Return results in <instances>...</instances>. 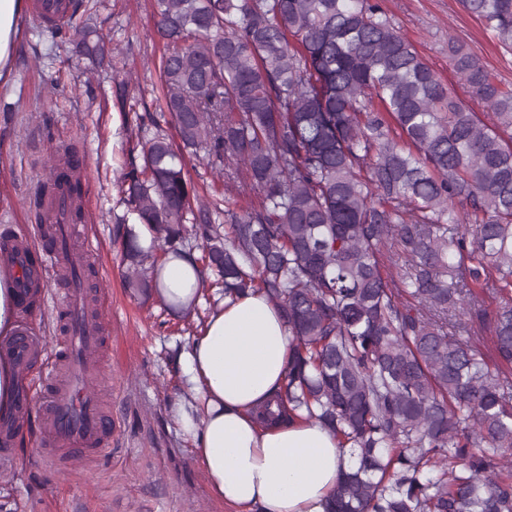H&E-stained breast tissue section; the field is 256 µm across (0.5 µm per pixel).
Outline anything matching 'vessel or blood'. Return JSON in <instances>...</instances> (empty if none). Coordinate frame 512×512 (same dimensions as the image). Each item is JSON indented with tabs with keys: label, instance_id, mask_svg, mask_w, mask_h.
Segmentation results:
<instances>
[{
	"label": "vessel or blood",
	"instance_id": "vessel-or-blood-1",
	"mask_svg": "<svg viewBox=\"0 0 512 512\" xmlns=\"http://www.w3.org/2000/svg\"><path fill=\"white\" fill-rule=\"evenodd\" d=\"M32 10L40 22H62L68 17L65 0H33ZM69 198L47 199L46 208L59 223L50 259L55 266L70 267L72 242L81 227ZM29 246L17 243L13 254V288L18 302H26ZM60 334L55 339V358L39 380L42 421L47 434L38 448V458L53 465L57 455L77 459L106 452L112 437V418L101 404L91 380L99 371L96 354L104 337L94 308L84 288L66 289L60 305ZM41 347L26 327L0 341V355L22 372L28 371Z\"/></svg>",
	"mask_w": 512,
	"mask_h": 512
}]
</instances>
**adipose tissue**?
<instances>
[{
  "mask_svg": "<svg viewBox=\"0 0 512 512\" xmlns=\"http://www.w3.org/2000/svg\"><path fill=\"white\" fill-rule=\"evenodd\" d=\"M23 0H0V77L11 69ZM198 278L183 259L168 258L162 296L188 302ZM291 336L265 295L224 299L180 356L189 399L176 421L191 435L192 454L211 495L231 512H325L338 480L353 466L321 423L260 425L254 410L280 389Z\"/></svg>",
  "mask_w": 512,
  "mask_h": 512,
  "instance_id": "1",
  "label": "adipose tissue"
}]
</instances>
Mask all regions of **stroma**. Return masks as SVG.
Listing matches in <instances>:
<instances>
[{"label":"stroma","mask_w":512,"mask_h":512,"mask_svg":"<svg viewBox=\"0 0 512 512\" xmlns=\"http://www.w3.org/2000/svg\"><path fill=\"white\" fill-rule=\"evenodd\" d=\"M415 44L442 81L461 99L466 87L448 65V39L464 41L504 85L512 87V55L502 54L492 33L463 11L458 0H375ZM90 23L126 68L77 60L70 44L45 24L23 14L11 73L0 88V240H26L46 252L30 202L62 145H75L89 171L85 186L90 219L80 246L99 274L93 297L109 338L101 354L104 403L112 415V446L105 456L57 471L35 460L43 435L39 409L21 419L12 443V465L0 468V512H228L208 492L190 455L191 439L174 417L183 394L175 357L191 334L182 319L159 302L129 288L116 240V220L126 207L122 175L140 162L139 123L156 121L169 137L177 132L163 112L151 0H99ZM128 82L126 106L117 105L116 85ZM39 302L19 311L18 322L45 342L22 384L53 358L58 303L63 292L53 268L43 272Z\"/></svg>","instance_id":"obj_1"}]
</instances>
